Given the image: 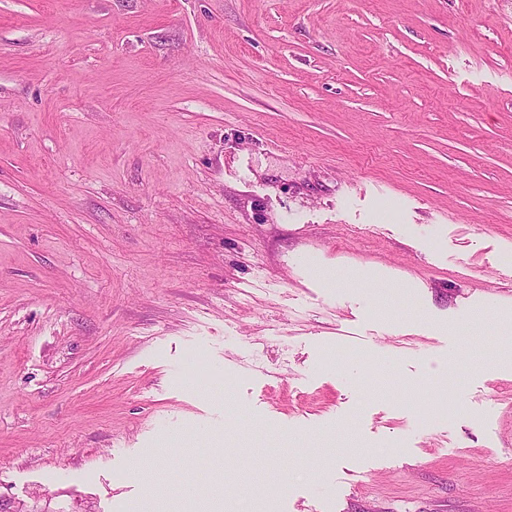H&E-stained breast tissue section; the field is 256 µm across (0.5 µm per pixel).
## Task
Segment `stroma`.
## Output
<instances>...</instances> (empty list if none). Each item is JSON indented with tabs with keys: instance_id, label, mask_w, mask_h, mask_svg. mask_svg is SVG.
Masks as SVG:
<instances>
[{
	"instance_id": "obj_1",
	"label": "stroma",
	"mask_w": 512,
	"mask_h": 512,
	"mask_svg": "<svg viewBox=\"0 0 512 512\" xmlns=\"http://www.w3.org/2000/svg\"><path fill=\"white\" fill-rule=\"evenodd\" d=\"M151 493L512 512V0H0V496Z\"/></svg>"
}]
</instances>
